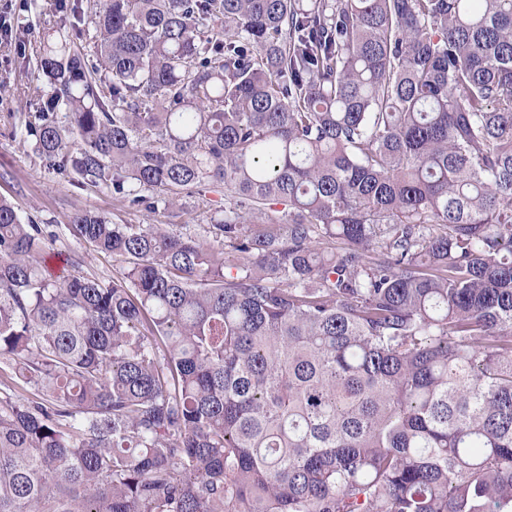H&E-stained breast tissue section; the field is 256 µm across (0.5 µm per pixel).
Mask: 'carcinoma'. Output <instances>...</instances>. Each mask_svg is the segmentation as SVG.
I'll return each mask as SVG.
<instances>
[{
  "mask_svg": "<svg viewBox=\"0 0 512 512\" xmlns=\"http://www.w3.org/2000/svg\"><path fill=\"white\" fill-rule=\"evenodd\" d=\"M55 9L33 154L224 214L106 282L0 197V512H512V0Z\"/></svg>",
  "mask_w": 512,
  "mask_h": 512,
  "instance_id": "1",
  "label": "carcinoma"
}]
</instances>
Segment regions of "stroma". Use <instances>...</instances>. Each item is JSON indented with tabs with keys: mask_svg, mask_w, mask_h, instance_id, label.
Segmentation results:
<instances>
[{
	"mask_svg": "<svg viewBox=\"0 0 512 512\" xmlns=\"http://www.w3.org/2000/svg\"><path fill=\"white\" fill-rule=\"evenodd\" d=\"M0 17L12 25L32 28L38 38L51 34L60 20L52 0H0ZM36 83L34 60L25 59L17 45L1 44L0 84L6 91L0 93V196L10 200L22 217L54 232L53 248L74 259L73 273L109 280L122 266L120 260L98 254L71 234L70 220L80 210L102 212L116 224H173L182 232L206 237L211 213L224 207L220 193L204 190L186 198L181 209L160 204L135 210L120 205L108 190L71 185L35 158L17 130L25 113L45 102L30 92Z\"/></svg>",
	"mask_w": 512,
	"mask_h": 512,
	"instance_id": "35a3bbf8",
	"label": "stroma"
}]
</instances>
